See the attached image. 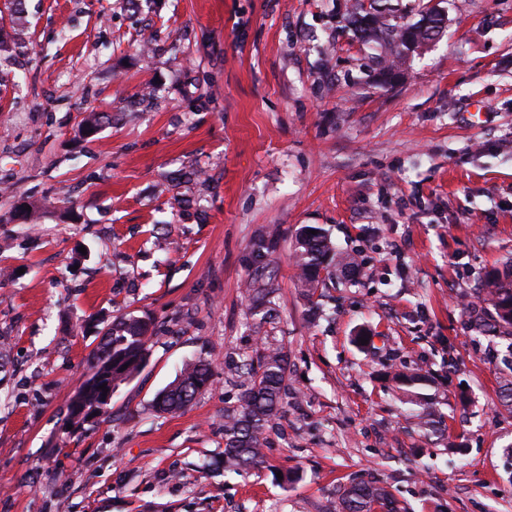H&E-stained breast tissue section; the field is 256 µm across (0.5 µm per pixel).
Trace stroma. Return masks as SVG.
I'll use <instances>...</instances> for the list:
<instances>
[{"label": "stroma", "instance_id": "stroma-1", "mask_svg": "<svg viewBox=\"0 0 512 512\" xmlns=\"http://www.w3.org/2000/svg\"><path fill=\"white\" fill-rule=\"evenodd\" d=\"M9 3L0 512H333L355 477L412 512H512L505 348L460 304L512 263V0H388L387 23L444 17L388 82L355 0H24L19 17ZM101 111L111 124L83 136ZM182 169L201 176L175 184ZM46 197L36 225L14 220ZM302 224L362 266L314 314L291 261ZM262 240L271 317L248 297ZM120 314L166 331L108 414L72 420L100 321ZM270 347L288 355V402L264 466L225 471L233 368ZM199 359L211 387L155 413ZM403 368L432 377L445 430L405 417L387 378Z\"/></svg>", "mask_w": 512, "mask_h": 512}]
</instances>
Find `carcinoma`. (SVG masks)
<instances>
[{"label": "carcinoma", "instance_id": "1", "mask_svg": "<svg viewBox=\"0 0 512 512\" xmlns=\"http://www.w3.org/2000/svg\"><path fill=\"white\" fill-rule=\"evenodd\" d=\"M428 24L408 26L394 24L386 30L390 50L397 55L411 52L406 36L412 41L427 39L440 31L443 17L429 9ZM112 120L107 112H91L82 120L88 135L97 132L104 122ZM336 247L329 231L319 224H305L299 229L291 259L300 270V285L306 296L313 297L327 287L333 276L352 277L361 273L354 261L346 262L331 273L335 265ZM475 293L484 305L486 317L477 318L480 330L508 341L512 350V268L502 272H485ZM159 328L145 316L122 315L103 328L100 343L90 353L91 369L100 383L113 390L139 371L148 354L152 338ZM288 367L287 354L274 348L259 360H244L238 367L243 378V406L239 414L227 417L224 423V468L233 471L258 468L265 462L263 447L269 423L281 413L288 398L285 387ZM400 403L407 406L409 416L418 420L426 431H436L444 424V416L436 409L438 401L425 392L427 378L417 370H398L391 377ZM213 382L211 363L197 361L187 364L180 377L156 398L154 408L163 414H176ZM83 405L90 413L103 415L108 405L101 399L97 386L82 385ZM336 512H401L398 501L387 486L379 481L353 479L342 489L336 500Z\"/></svg>", "mask_w": 512, "mask_h": 512}]
</instances>
